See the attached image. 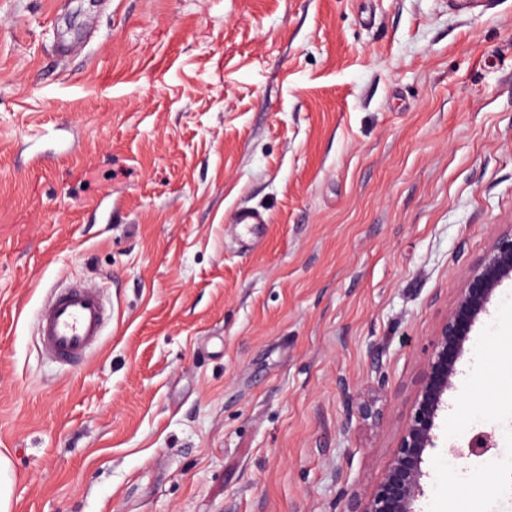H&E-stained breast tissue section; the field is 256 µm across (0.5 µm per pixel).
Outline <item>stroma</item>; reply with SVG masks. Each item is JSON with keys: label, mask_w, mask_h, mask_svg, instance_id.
Returning a JSON list of instances; mask_svg holds the SVG:
<instances>
[{"label": "stroma", "mask_w": 512, "mask_h": 512, "mask_svg": "<svg viewBox=\"0 0 512 512\" xmlns=\"http://www.w3.org/2000/svg\"><path fill=\"white\" fill-rule=\"evenodd\" d=\"M243 208L268 219L254 247ZM495 224L512 0H0L10 512L366 497ZM74 283L112 318L62 366L35 313ZM511 349L509 280L458 362L418 512H512ZM481 431L497 448L462 456Z\"/></svg>", "instance_id": "35a3bbf8"}]
</instances>
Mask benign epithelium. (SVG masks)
<instances>
[{
  "instance_id": "7a95c632",
  "label": "benign epithelium",
  "mask_w": 512,
  "mask_h": 512,
  "mask_svg": "<svg viewBox=\"0 0 512 512\" xmlns=\"http://www.w3.org/2000/svg\"><path fill=\"white\" fill-rule=\"evenodd\" d=\"M511 279L512 225L507 224L494 232L489 251L459 289L438 328L413 411L381 482L367 499L353 503L350 512H416L415 503L423 493L424 456L435 447L436 419L447 406L445 395L455 388L458 361L472 327L488 313L495 291ZM494 445L491 434L479 432L469 439L467 455L481 458Z\"/></svg>"
}]
</instances>
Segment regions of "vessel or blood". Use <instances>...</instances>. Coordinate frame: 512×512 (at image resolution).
Segmentation results:
<instances>
[{
	"instance_id": "b4317fda",
	"label": "vessel or blood",
	"mask_w": 512,
	"mask_h": 512,
	"mask_svg": "<svg viewBox=\"0 0 512 512\" xmlns=\"http://www.w3.org/2000/svg\"><path fill=\"white\" fill-rule=\"evenodd\" d=\"M233 224L243 237H261L267 222L257 211L239 210ZM109 310L95 287L88 284L54 289L37 314L41 350L55 361L70 365L83 361L102 336Z\"/></svg>"
}]
</instances>
